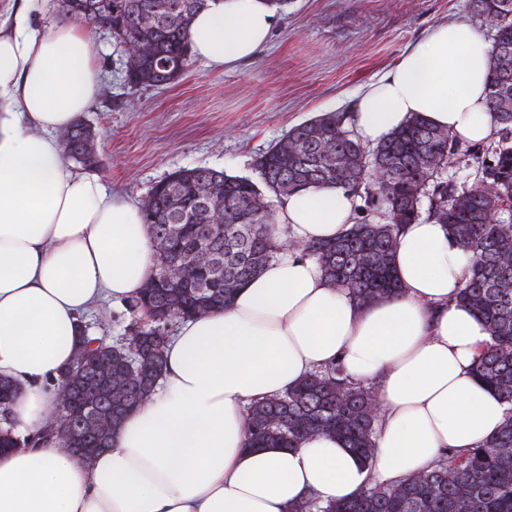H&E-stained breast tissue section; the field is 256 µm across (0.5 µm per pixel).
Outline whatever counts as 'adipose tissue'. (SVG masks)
I'll use <instances>...</instances> for the list:
<instances>
[{
  "label": "adipose tissue",
  "instance_id": "obj_1",
  "mask_svg": "<svg viewBox=\"0 0 512 512\" xmlns=\"http://www.w3.org/2000/svg\"><path fill=\"white\" fill-rule=\"evenodd\" d=\"M272 0H213L191 27L194 55L231 69L268 42ZM89 32L45 33L27 13L0 24V376L15 381L17 434L42 428L51 385L73 362L83 318L102 300L139 296L154 251L137 203L63 159L61 133L102 86ZM490 45L464 21L438 26L355 97L356 132L378 143L411 114L461 142L495 131L486 108ZM354 217L336 188L276 204L274 228L295 242L332 240ZM397 298L360 305L288 249L231 306L183 320L163 379L109 448L81 460L54 447L0 456V512H288L370 483L426 470L445 450L482 445L507 405L472 369L489 334L457 300L472 256L446 225H406L393 257ZM342 360L376 384L377 447L362 462L315 434L296 448H246V408Z\"/></svg>",
  "mask_w": 512,
  "mask_h": 512
}]
</instances>
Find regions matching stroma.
<instances>
[{
    "label": "stroma",
    "mask_w": 512,
    "mask_h": 512,
    "mask_svg": "<svg viewBox=\"0 0 512 512\" xmlns=\"http://www.w3.org/2000/svg\"><path fill=\"white\" fill-rule=\"evenodd\" d=\"M459 20L493 39L469 0H284L253 59L228 71L197 60L161 88L125 84L123 47L95 29L103 85L83 114L98 132L91 174L137 202L180 169L253 175L255 158L289 129L322 112L352 111L364 85L436 27ZM133 320L126 303H108L86 325L112 340L128 335Z\"/></svg>",
    "instance_id": "obj_1"
}]
</instances>
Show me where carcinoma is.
<instances>
[{
    "mask_svg": "<svg viewBox=\"0 0 512 512\" xmlns=\"http://www.w3.org/2000/svg\"><path fill=\"white\" fill-rule=\"evenodd\" d=\"M213 0H62L72 17L109 26L118 44L137 48L126 62L127 85L159 87L191 63L194 16ZM495 30L487 109L497 126L491 159L478 179L458 187L444 177L456 155L447 130L417 113L379 142L364 146L351 114L326 112L290 129L254 160L257 179L209 168L174 171L148 191L141 207L155 270L130 302L137 318L127 336L79 340L66 380L69 395L107 422L105 430L72 419L67 433L96 453L142 405L166 370L169 322L228 307L237 292L274 261L284 244L273 233L276 202L301 188L341 189L360 217L334 241L297 244L329 286L361 305L399 293L393 254L404 225L420 216L448 226L473 261L459 300L485 323L489 341L473 376L509 404L496 435L453 452L399 483L377 484L348 500L306 499L290 512H512V0H471ZM64 158L97 162L91 125L77 120L62 135ZM385 222L370 220L375 207ZM205 253L209 261L199 263ZM11 399L0 402V448L55 445L47 428L18 436L10 406L16 385L0 378ZM371 387L350 381L331 363L284 393L247 407L250 449L296 448L313 433L337 435L367 462L376 448L379 412Z\"/></svg>",
    "mask_w": 512,
    "mask_h": 512,
    "instance_id": "carcinoma-1",
    "label": "carcinoma"
}]
</instances>
